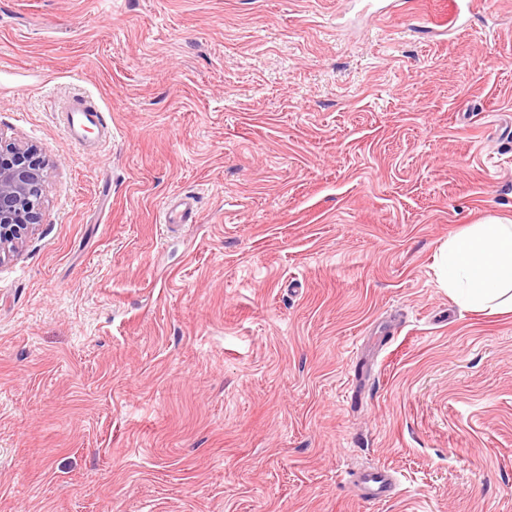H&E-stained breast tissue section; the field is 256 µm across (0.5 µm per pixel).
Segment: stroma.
<instances>
[{
    "label": "stroma",
    "mask_w": 512,
    "mask_h": 512,
    "mask_svg": "<svg viewBox=\"0 0 512 512\" xmlns=\"http://www.w3.org/2000/svg\"><path fill=\"white\" fill-rule=\"evenodd\" d=\"M443 2L0 0V138L47 175L0 266V512H512V314L438 269L512 217V0ZM62 127L67 136L79 146H84V136L89 129L103 132L112 138V129L105 124L104 112L87 96L67 98L60 109ZM194 207V197L171 198L166 203L165 224H183L193 214ZM358 490L364 501L380 502L391 498L396 492L394 474L379 469H369L360 472L356 477Z\"/></svg>",
    "instance_id": "35a3bbf8"
}]
</instances>
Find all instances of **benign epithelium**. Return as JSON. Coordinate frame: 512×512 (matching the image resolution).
Instances as JSON below:
<instances>
[{
  "mask_svg": "<svg viewBox=\"0 0 512 512\" xmlns=\"http://www.w3.org/2000/svg\"><path fill=\"white\" fill-rule=\"evenodd\" d=\"M45 165L28 144L0 146V263L42 221Z\"/></svg>",
  "mask_w": 512,
  "mask_h": 512,
  "instance_id": "1",
  "label": "benign epithelium"
}]
</instances>
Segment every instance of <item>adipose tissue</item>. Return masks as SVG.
<instances>
[{"instance_id":"ef3b65f1","label":"adipose tissue","mask_w":512,"mask_h":512,"mask_svg":"<svg viewBox=\"0 0 512 512\" xmlns=\"http://www.w3.org/2000/svg\"><path fill=\"white\" fill-rule=\"evenodd\" d=\"M442 285L464 308L512 313V218L489 216L441 249Z\"/></svg>"}]
</instances>
